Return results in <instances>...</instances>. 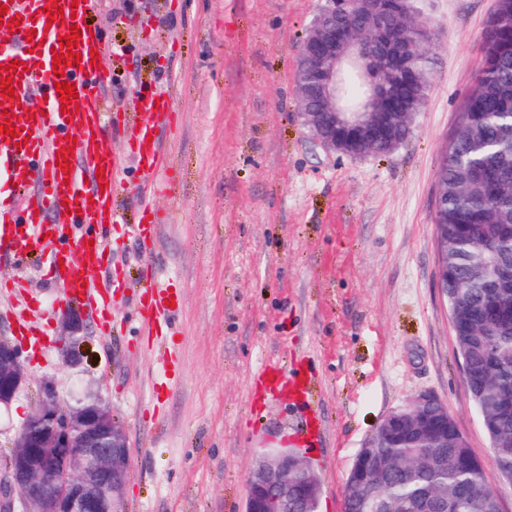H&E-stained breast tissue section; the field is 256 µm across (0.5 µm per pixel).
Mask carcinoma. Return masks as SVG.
I'll return each mask as SVG.
<instances>
[{
	"label": "carcinoma",
	"instance_id": "carcinoma-1",
	"mask_svg": "<svg viewBox=\"0 0 512 512\" xmlns=\"http://www.w3.org/2000/svg\"><path fill=\"white\" fill-rule=\"evenodd\" d=\"M414 0H406L385 28L407 48L398 78L384 85L389 111L400 116L382 137L358 146L385 154L412 132L428 83L421 75L433 57L416 40ZM483 56L474 86L457 114L439 174L440 223L448 228V288L445 290L466 385L491 444L492 461L512 477V282L493 275L512 268V0H499L482 35ZM350 112L367 107L366 85L353 67L338 88ZM411 116L404 117L402 113ZM414 425L400 419L393 435H380L376 455L347 479L344 512H497L493 489L453 418L448 439L419 448Z\"/></svg>",
	"mask_w": 512,
	"mask_h": 512
}]
</instances>
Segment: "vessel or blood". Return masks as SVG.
<instances>
[{
  "label": "vessel or blood",
  "mask_w": 512,
  "mask_h": 512,
  "mask_svg": "<svg viewBox=\"0 0 512 512\" xmlns=\"http://www.w3.org/2000/svg\"><path fill=\"white\" fill-rule=\"evenodd\" d=\"M100 0H0L13 20L17 40L0 46V64L11 66L14 98L0 96V126L10 125L12 135L0 133V175L15 191L35 184L41 201L24 212L0 206V246L16 256L26 255L43 236L56 247L48 255V273L65 285V300H89L98 313L108 314L112 294L95 288V275L112 258V238L90 235L93 225L123 222L116 199L123 160L111 153L112 112L100 95L111 81L109 73L92 64L104 47L90 25ZM62 7L73 25L51 22L48 8ZM79 30V63L55 74L52 60L66 57L60 38ZM68 81L78 96L77 104L63 105L55 85ZM171 95L168 90L152 94L141 103L140 123L132 137L127 161L158 185L164 174L165 158L159 134L172 125ZM69 160V169L58 166ZM172 294L155 278L142 285L137 309L143 335L161 336L170 329L175 311L167 304ZM19 336L43 335L37 309L23 307L12 312Z\"/></svg>",
  "instance_id": "obj_1"
}]
</instances>
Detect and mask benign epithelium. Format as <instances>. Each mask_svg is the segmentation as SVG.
<instances>
[{"label":"benign epithelium","instance_id":"obj_1","mask_svg":"<svg viewBox=\"0 0 512 512\" xmlns=\"http://www.w3.org/2000/svg\"><path fill=\"white\" fill-rule=\"evenodd\" d=\"M327 14H317L303 40L294 73L303 125L324 152H342L336 130L351 128L359 139L382 136L386 126L345 112L336 100V76L343 63L359 64L368 78L379 59L394 51L395 42L386 29L374 24L369 39L336 36V0H324ZM438 210H433L437 280L448 279L443 260L446 240L441 233ZM71 362L81 361L82 319L75 313L65 318ZM25 383L21 351L0 342V411L10 406ZM423 414L418 435L442 442L447 431L431 422L433 408L448 409L431 395H417ZM131 464L125 428L94 396H83L76 405L60 402L54 383L43 382L36 410L21 424L14 459L0 475V512H126L125 490ZM304 456L287 447L257 451L247 474L245 512H305L307 501L319 497L322 484L301 481L308 469ZM20 510H15V507Z\"/></svg>","mask_w":512,"mask_h":512}]
</instances>
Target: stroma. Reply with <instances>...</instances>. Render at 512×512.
Listing matches in <instances>:
<instances>
[{"mask_svg":"<svg viewBox=\"0 0 512 512\" xmlns=\"http://www.w3.org/2000/svg\"><path fill=\"white\" fill-rule=\"evenodd\" d=\"M495 4L419 0L436 38L425 105L394 151L353 158L313 147L293 83L319 0H102L93 24L108 49L107 105L131 115L172 91L177 122L160 136L173 189L143 200L141 172L122 170L127 222L150 205L159 234L113 228L112 318L81 308L80 366L61 342V284L40 261L0 251V281L23 277L18 303L35 301L48 327L43 352L21 347L27 381L0 420V453L50 378L70 404L98 392L124 426L127 512H244L253 453L279 440L321 472L320 512H343L364 441L431 393L512 512V481L463 380L432 224L436 171ZM150 271L181 298L160 344L142 336L130 286ZM266 366L303 375L310 400L259 378Z\"/></svg>","mask_w":512,"mask_h":512,"instance_id":"stroma-1","label":"stroma"}]
</instances>
